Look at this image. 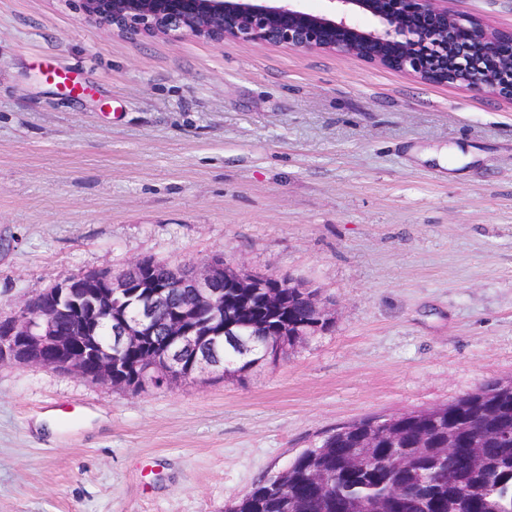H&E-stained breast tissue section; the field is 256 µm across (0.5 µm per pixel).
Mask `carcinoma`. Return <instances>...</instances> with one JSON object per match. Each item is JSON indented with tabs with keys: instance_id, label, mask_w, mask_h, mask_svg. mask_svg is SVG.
I'll use <instances>...</instances> for the list:
<instances>
[{
	"instance_id": "1",
	"label": "carcinoma",
	"mask_w": 512,
	"mask_h": 512,
	"mask_svg": "<svg viewBox=\"0 0 512 512\" xmlns=\"http://www.w3.org/2000/svg\"><path fill=\"white\" fill-rule=\"evenodd\" d=\"M191 268L143 259L137 271L125 272L134 290L149 285L168 286ZM281 298L271 310L260 296L242 302L234 289L224 294V319L245 324L260 316L264 328L273 331L284 323L293 331L320 335L334 322L303 306L298 288L288 279L270 280ZM224 366L238 372L250 370V359L241 355L238 337H224L218 348ZM496 383L465 394L471 404L455 401L426 416L399 415L397 437H378L373 448L362 449L355 464L350 456L364 439V424H349L327 434L321 444L298 456L281 483L267 477L247 494L235 499L227 512H360L368 503L384 500L388 512H512V439L478 434L480 427L505 425L512 430V398L486 402L480 397ZM453 436L455 448L448 457L441 448Z\"/></svg>"
}]
</instances>
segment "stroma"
<instances>
[{
    "label": "stroma",
    "instance_id": "obj_1",
    "mask_svg": "<svg viewBox=\"0 0 512 512\" xmlns=\"http://www.w3.org/2000/svg\"><path fill=\"white\" fill-rule=\"evenodd\" d=\"M450 7L512 27V0ZM219 253L316 290L332 331L138 391L0 365V512H224L337 427L512 378V100L0 0V319L72 274Z\"/></svg>",
    "mask_w": 512,
    "mask_h": 512
}]
</instances>
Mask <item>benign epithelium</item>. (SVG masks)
<instances>
[{"mask_svg": "<svg viewBox=\"0 0 512 512\" xmlns=\"http://www.w3.org/2000/svg\"><path fill=\"white\" fill-rule=\"evenodd\" d=\"M300 0H80L84 19L124 36L189 37L222 45L226 40L303 52L354 56L409 72L433 84L488 89L512 99V68L497 72V54L512 45V29L501 30L454 12L448 0H325L318 12ZM366 16L370 23L363 25ZM187 298L171 303L169 289L146 293L111 336L98 328L112 322V300L130 297L121 276L70 275L57 283L49 305L34 302L0 322V364H32L82 378L124 386L116 372L121 356L142 348L137 366L143 384L171 385L217 375L208 348L224 329L206 332L196 313L207 308L213 323L224 322L225 289L247 297L264 283L221 262L195 267L181 284ZM166 338L153 340L158 328ZM203 350L188 366L181 352ZM395 415L374 417L369 437L387 434Z\"/></svg>", "mask_w": 512, "mask_h": 512, "instance_id": "obj_1", "label": "benign epithelium"}]
</instances>
